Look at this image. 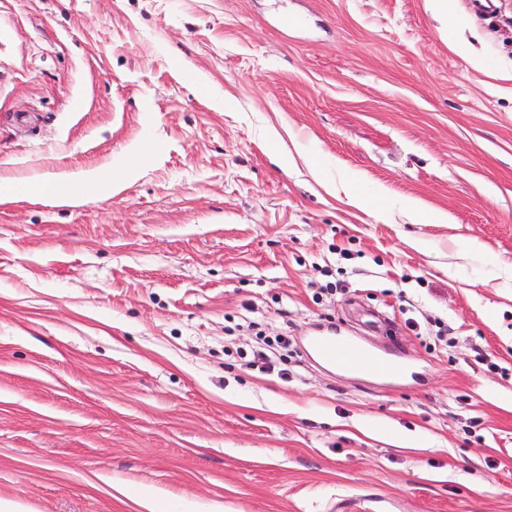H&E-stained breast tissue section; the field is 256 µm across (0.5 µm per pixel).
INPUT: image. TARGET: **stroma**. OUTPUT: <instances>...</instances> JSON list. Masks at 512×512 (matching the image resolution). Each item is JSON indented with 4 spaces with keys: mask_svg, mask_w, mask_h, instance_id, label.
<instances>
[{
    "mask_svg": "<svg viewBox=\"0 0 512 512\" xmlns=\"http://www.w3.org/2000/svg\"><path fill=\"white\" fill-rule=\"evenodd\" d=\"M495 4L0 0V181L118 177L0 205V507L512 512ZM251 322L290 335L274 370ZM112 183H114L112 173L108 177L98 174L76 176L60 181L53 189L52 196L56 197L62 204H78L87 199L86 193L91 186L105 194L112 192ZM312 348L328 360L338 364L368 367L378 372L394 375L398 372L392 364L379 361L366 347L353 344L345 339L320 337L312 342Z\"/></svg>",
    "mask_w": 512,
    "mask_h": 512,
    "instance_id": "obj_1",
    "label": "stroma"
}]
</instances>
